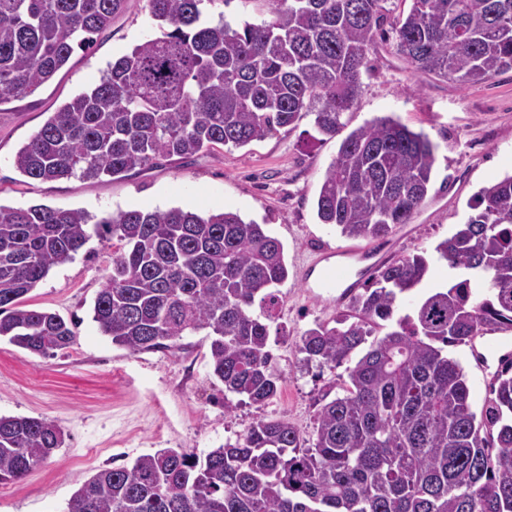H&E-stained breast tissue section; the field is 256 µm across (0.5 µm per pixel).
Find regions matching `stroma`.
I'll list each match as a JSON object with an SVG mask.
<instances>
[{
    "mask_svg": "<svg viewBox=\"0 0 512 512\" xmlns=\"http://www.w3.org/2000/svg\"><path fill=\"white\" fill-rule=\"evenodd\" d=\"M159 34L147 0H127L124 11L95 35L93 48L74 50L68 65L35 93L0 103V205L45 204L97 216L130 209H224L266 225L283 243L288 263L269 336L281 389L263 408L242 405L228 413L204 334L151 352L114 345L92 312L114 248L91 236L72 261L53 268L25 297L28 308L60 314L75 334L73 345L41 358L0 340V415L44 417L65 433L64 445L44 465L0 485V512H65L73 492L103 467L129 465L163 448L202 458L235 442L263 414L285 417L302 437H311L317 394L327 388L341 393L347 379L341 367L305 366L296 348L307 329L351 312L349 302L302 287L309 259L326 247L371 245L340 236L316 217L323 176L340 141L321 138L313 116L242 148L218 145L190 159H158L94 184L33 180L15 168L17 150L50 112L98 82L113 59ZM377 116L399 120L436 146L426 201L412 223L394 229V245L383 256L389 263L433 251L466 221L481 188L512 175V70L464 87L413 74L389 46H380L345 120L352 130Z\"/></svg>",
    "mask_w": 512,
    "mask_h": 512,
    "instance_id": "stroma-1",
    "label": "stroma"
}]
</instances>
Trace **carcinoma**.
Returning a JSON list of instances; mask_svg holds the SVG:
<instances>
[{"label":"carcinoma","mask_w":512,"mask_h":512,"mask_svg":"<svg viewBox=\"0 0 512 512\" xmlns=\"http://www.w3.org/2000/svg\"><path fill=\"white\" fill-rule=\"evenodd\" d=\"M205 1L215 2L147 0L161 36L134 45L52 113L16 152V169L94 183L159 158L244 147L311 114L319 134L342 136L317 198L320 223L383 240L425 201L436 146L389 116L343 134L369 55L385 44L412 71L464 86L512 70V0H410L396 17L390 0H264L268 17L255 22L214 20ZM125 2L0 0V103L49 82ZM470 209L435 247L464 278L396 319L399 297L423 281L429 261L385 263L353 297L354 316L300 336L306 364L344 365L349 379L343 394L329 388L317 398L310 439L288 419L262 415L203 459L165 448L102 468L66 512H512V361L494 373L479 420L464 368L444 354L488 328L512 329V175L482 188ZM93 232L119 242L93 306L112 343L140 353L203 331L224 411L277 396L268 338L274 287L288 278L284 245L223 209L97 218L0 206V339L44 358L71 347L63 317L22 298ZM63 443L52 420L0 416V485Z\"/></svg>","instance_id":"1"}]
</instances>
